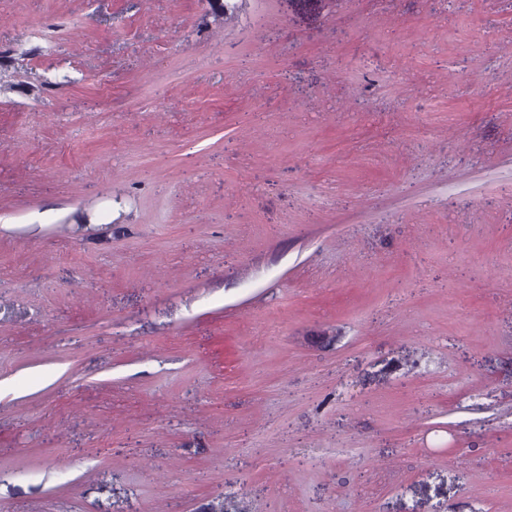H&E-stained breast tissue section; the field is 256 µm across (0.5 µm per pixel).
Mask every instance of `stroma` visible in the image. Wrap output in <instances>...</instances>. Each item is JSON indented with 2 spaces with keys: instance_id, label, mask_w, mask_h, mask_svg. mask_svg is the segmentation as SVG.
I'll list each match as a JSON object with an SVG mask.
<instances>
[{
  "instance_id": "obj_1",
  "label": "stroma",
  "mask_w": 512,
  "mask_h": 512,
  "mask_svg": "<svg viewBox=\"0 0 512 512\" xmlns=\"http://www.w3.org/2000/svg\"><path fill=\"white\" fill-rule=\"evenodd\" d=\"M0 512H512V0H0Z\"/></svg>"
}]
</instances>
